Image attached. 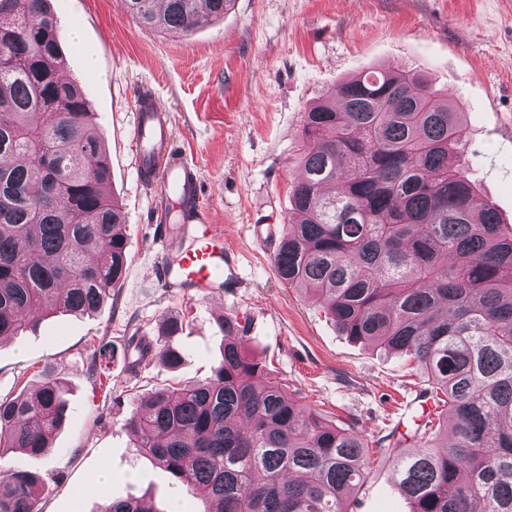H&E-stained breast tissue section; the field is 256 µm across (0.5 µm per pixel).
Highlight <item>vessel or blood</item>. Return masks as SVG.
<instances>
[{"instance_id": "b4317fda", "label": "vessel or blood", "mask_w": 512, "mask_h": 512, "mask_svg": "<svg viewBox=\"0 0 512 512\" xmlns=\"http://www.w3.org/2000/svg\"><path fill=\"white\" fill-rule=\"evenodd\" d=\"M137 149L140 180L158 191L156 217L166 222V207L176 204L184 235L190 244L169 261L171 242L159 233L153 245V269L167 292L186 298L207 299L217 288L241 287L233 251L224 245V236L208 224L200 208L202 185L196 165L176 144L169 129L167 113L152 94L141 93L131 129Z\"/></svg>"}]
</instances>
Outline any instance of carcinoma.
I'll return each instance as SVG.
<instances>
[{"mask_svg": "<svg viewBox=\"0 0 512 512\" xmlns=\"http://www.w3.org/2000/svg\"><path fill=\"white\" fill-rule=\"evenodd\" d=\"M235 0H125L146 27L184 33ZM49 0H0V338L50 307L90 314L127 264L125 214L79 83L63 74ZM468 145L448 97L392 64L336 86L305 113L288 212L273 264L307 288L354 342L398 351L441 408L393 459L412 512H512V228L454 166ZM221 359L201 381L159 390L126 421L141 453L206 512H347L369 448L289 397L244 347L249 321L217 320ZM174 370L182 351L157 352ZM112 344L99 342L91 367ZM0 399V454L42 455L66 419L48 371ZM42 482H0V512H37ZM100 512H156L143 499Z\"/></svg>", "mask_w": 512, "mask_h": 512, "instance_id": "obj_1", "label": "carcinoma"}]
</instances>
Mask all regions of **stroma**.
Listing matches in <instances>:
<instances>
[{"mask_svg": "<svg viewBox=\"0 0 512 512\" xmlns=\"http://www.w3.org/2000/svg\"><path fill=\"white\" fill-rule=\"evenodd\" d=\"M51 8L67 71L104 139L110 191L127 216L128 262L116 299L93 315L45 313L35 330L0 342V398L35 387L48 365L68 404L45 454L8 453L0 471L43 477L39 512H99L128 497L155 512H205L203 499L135 448L124 424L151 393L207 377L221 358L216 320L236 313L250 322L246 348L289 396L372 448L348 512H410L377 448L383 440L411 446L426 416L401 405L426 389L424 377L404 357L343 336L313 292L279 280L272 256L301 175L306 110L341 81L397 63L459 105L468 149L456 163L512 225V0H235L224 16L181 34L141 25L124 0H51ZM144 90L166 107L177 144L198 166L201 206L246 281L236 294L187 299L157 284L149 253L157 193L138 176L131 140ZM167 316L183 321L177 371L151 354L133 375L118 355L106 379L91 375L100 339L162 345Z\"/></svg>", "mask_w": 512, "mask_h": 512, "instance_id": "obj_1", "label": "stroma"}]
</instances>
